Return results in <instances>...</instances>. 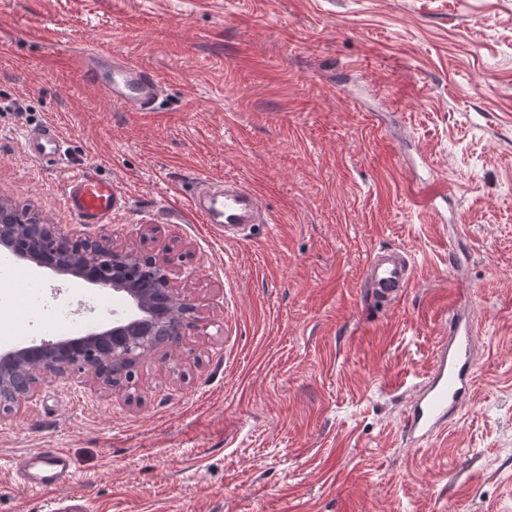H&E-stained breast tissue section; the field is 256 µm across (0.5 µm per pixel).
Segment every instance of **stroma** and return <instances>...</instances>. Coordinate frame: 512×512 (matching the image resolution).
<instances>
[{"instance_id":"obj_1","label":"stroma","mask_w":512,"mask_h":512,"mask_svg":"<svg viewBox=\"0 0 512 512\" xmlns=\"http://www.w3.org/2000/svg\"><path fill=\"white\" fill-rule=\"evenodd\" d=\"M89 47L152 70L160 110L86 81ZM47 121L55 168L22 149ZM74 166L121 195L111 223L66 208ZM225 177L267 212L237 242L189 206ZM448 180L453 201L414 192ZM0 197L165 256L197 317L133 385L48 380L0 419V512H512V0H0ZM381 247L417 266L391 311L362 288ZM458 279L473 399L415 447L401 418ZM42 448L72 484L19 483ZM16 467L33 491H45L70 484L75 475L73 460L64 448H45L20 456Z\"/></svg>"}]
</instances>
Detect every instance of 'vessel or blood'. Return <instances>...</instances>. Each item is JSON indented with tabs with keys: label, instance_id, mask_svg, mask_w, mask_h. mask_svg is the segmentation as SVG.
<instances>
[{
	"label": "vessel or blood",
	"instance_id": "1",
	"mask_svg": "<svg viewBox=\"0 0 512 512\" xmlns=\"http://www.w3.org/2000/svg\"><path fill=\"white\" fill-rule=\"evenodd\" d=\"M78 64L90 81L99 85L116 103L136 111L158 109L161 86L145 66L87 49ZM24 151L41 164L54 167L65 153V139L59 127L45 122L28 128L23 135ZM69 209L84 224H107L122 198L110 182L86 171L68 172L65 189ZM192 209L204 223L223 233L225 239L246 235L251 225L264 223L260 198L241 181L224 179L206 182L190 199ZM416 264L401 249L375 252L365 270L363 286L369 297L385 308L398 306L410 288ZM475 336L471 324L460 315H450L448 332L432 354L425 380L403 415L406 437L416 445L445 433L450 417L473 397ZM16 467L33 491H45L70 484L75 475L73 460L66 449L46 448L20 456Z\"/></svg>",
	"mask_w": 512,
	"mask_h": 512
}]
</instances>
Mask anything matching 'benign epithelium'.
Returning <instances> with one entry per match:
<instances>
[{"instance_id": "obj_1", "label": "benign epithelium", "mask_w": 512, "mask_h": 512, "mask_svg": "<svg viewBox=\"0 0 512 512\" xmlns=\"http://www.w3.org/2000/svg\"><path fill=\"white\" fill-rule=\"evenodd\" d=\"M19 238L28 243L25 251L17 253L19 258L44 268V255L52 254L57 263L51 269L75 277L87 278L89 263L72 250L87 249L93 263L110 266L114 273L110 282L97 278H88V282L112 289L120 296V304L112 310V328L96 329L81 338L92 347L88 355L57 359L56 352L70 345L68 341H44L0 354V417L19 413L46 378L67 380L77 373L87 374L102 388L114 390L118 385L112 383V374L105 370L107 364H112L114 370L132 368L146 353L194 326L195 307L175 288L165 262L145 255L134 244L119 245L107 236H83L54 224H27L9 201L0 199V246L11 249ZM144 261L158 269L153 288H140L123 276L127 267Z\"/></svg>"}]
</instances>
